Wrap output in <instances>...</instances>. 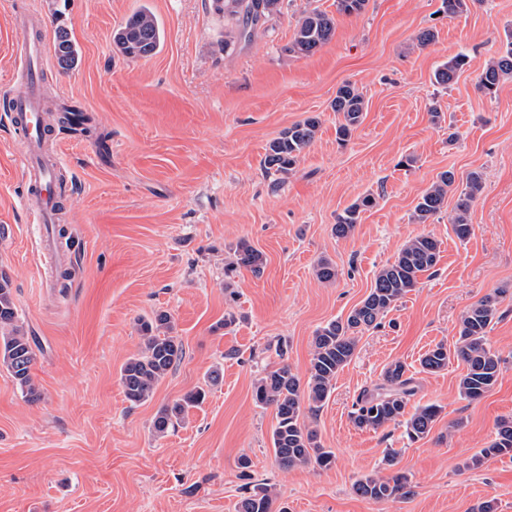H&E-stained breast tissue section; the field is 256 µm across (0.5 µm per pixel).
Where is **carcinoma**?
Returning <instances> with one entry per match:
<instances>
[{
    "mask_svg": "<svg viewBox=\"0 0 512 512\" xmlns=\"http://www.w3.org/2000/svg\"><path fill=\"white\" fill-rule=\"evenodd\" d=\"M220 12L234 21L239 38L251 40L255 29L276 12L281 0H222ZM368 0H336L340 14L353 15L364 11ZM335 32V20L324 11L313 9L299 20L288 52L309 57L328 43ZM164 30L157 17L142 9L119 26L112 35V42L125 56L148 58L163 45ZM58 59L65 65L72 62L76 49L67 34L59 35L56 43ZM468 65V57L457 54L440 65L434 73L437 84L447 86L456 81ZM512 78V33L507 35L504 49L485 67L478 77V89L494 96L499 85ZM331 108L341 121L336 129L338 138L347 140L351 131L360 124L364 102L358 89L351 83L342 84L336 91ZM320 126L319 117L311 115L284 130L266 147L263 166L267 171L288 173L292 171L301 153L308 148ZM481 189L480 176L472 172L464 187L456 184L455 173L446 170L421 196L413 212L419 224L439 214L448 201V194H458L456 216L453 221L458 238L464 240L472 232L468 212L472 201ZM374 197L366 195L338 215L333 232L338 238L349 237L359 221L360 214L372 207ZM440 258V243L428 234L408 240L391 263L377 272L368 295L342 319L338 318L320 327L313 338L310 373L307 382H301L292 369L283 364L263 372L254 382L253 400L261 407L275 410L276 425L271 441L278 465L289 470L299 465L315 464L323 469L334 463V454L321 447L317 433L306 424L308 416H317L330 397L337 374L355 355L359 334L375 328L382 319L415 287L419 275L435 268ZM264 264L262 252L243 242L239 245L237 265L258 274ZM497 314V298L488 295L471 305L461 316L458 338L454 349L443 343L436 344L420 359L421 370L437 372L448 366L450 357L460 359L466 367L459 379L461 396L471 402L482 399L498 381L501 360L486 345L485 336ZM143 347L129 357L120 368V382L125 397L132 405L149 400L159 385L184 357L180 337L173 335L174 320L162 311L154 318L140 324ZM35 343L18 324L17 309L13 301L11 283L0 274V366L6 368L25 397L38 399L33 385L31 367ZM416 391L413 376L407 366L396 361L385 371L383 383L363 389L353 403L351 420L359 429H378L392 422H403L406 438L415 442L428 436L441 408L435 404L407 411L409 397ZM206 392L199 389L160 408L152 422L154 433L165 436L181 424L189 409L200 406ZM509 456L512 458V420L498 423L495 438L486 448L472 457V465L483 460ZM408 477L397 472L389 477L369 475L354 484L357 495L381 502L397 495L408 494ZM273 498L268 488L257 487L246 492L236 505V512H272Z\"/></svg>",
    "mask_w": 512,
    "mask_h": 512,
    "instance_id": "obj_1",
    "label": "carcinoma"
}]
</instances>
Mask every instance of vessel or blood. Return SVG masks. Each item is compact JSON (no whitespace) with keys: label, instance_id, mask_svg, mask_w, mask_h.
Here are the masks:
<instances>
[{"label":"vessel or blood","instance_id":"vessel-or-blood-1","mask_svg":"<svg viewBox=\"0 0 512 512\" xmlns=\"http://www.w3.org/2000/svg\"><path fill=\"white\" fill-rule=\"evenodd\" d=\"M45 19H32L20 13L12 15L13 79L16 88L9 119L17 130L24 152L22 165L28 187L22 204L35 224L54 223L64 189L55 171L62 164L61 155L45 152L46 127L40 104V88L34 71L35 62L45 53Z\"/></svg>","mask_w":512,"mask_h":512}]
</instances>
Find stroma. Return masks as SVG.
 <instances>
[{
	"mask_svg": "<svg viewBox=\"0 0 512 512\" xmlns=\"http://www.w3.org/2000/svg\"><path fill=\"white\" fill-rule=\"evenodd\" d=\"M209 3L0 0V272L36 339L40 393L27 401L0 367V512H235L244 487L260 483L288 512H477L487 501L512 512V458L465 466L512 418V79L492 97L477 88L512 31V0H475L454 17L442 0H368L361 14L338 16L333 38L310 57L287 50L296 23L313 9L335 14V0H282L247 43ZM15 6L46 19L47 42L62 30L77 50L68 66L46 53L39 71L45 107L84 110L82 128L57 122L50 133L73 186L64 202L72 264L53 288L42 276L43 228L22 206L23 146L7 118ZM145 7L164 44L152 57L126 58L112 33ZM426 29L436 39L417 47ZM461 52L464 71L438 86L435 69ZM346 82L365 112L342 141L330 103ZM310 115L321 125L294 170L266 172L268 143ZM448 169L482 178L464 240L454 204L427 223L412 219ZM366 195L375 206L336 238L337 216ZM422 233L440 241L438 264L361 335L310 421L334 464L280 469L275 410L255 404V379L283 364L307 378L316 330L347 317L378 270ZM243 241L263 253L261 274L234 267ZM322 259L335 265L334 282L316 278ZM492 293L498 313L486 340L500 374L470 402L458 393L462 361L425 373L419 358L454 344L462 313ZM160 311L172 315L185 357L134 406L120 368L140 349L141 321ZM396 361L415 377L410 407L441 408L414 443L403 425L359 429L350 420L360 390ZM214 370L222 380L211 386ZM203 386L204 403L156 437V412ZM391 448L409 494L358 496L354 482L385 475Z\"/></svg>",
	"mask_w": 512,
	"mask_h": 512,
	"instance_id": "35a3bbf8",
	"label": "stroma"
}]
</instances>
